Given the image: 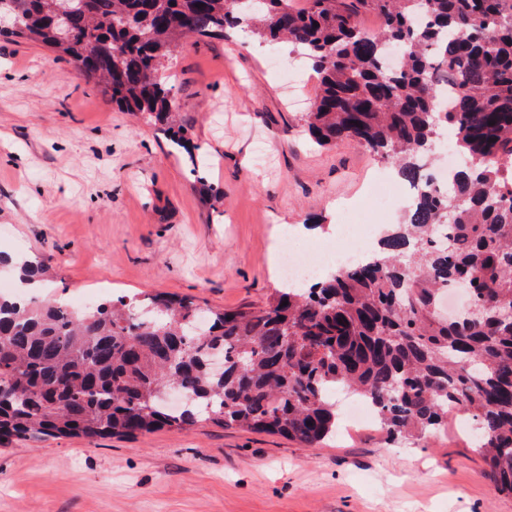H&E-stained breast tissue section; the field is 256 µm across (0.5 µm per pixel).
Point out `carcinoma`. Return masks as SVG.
<instances>
[{
  "label": "carcinoma",
  "mask_w": 512,
  "mask_h": 512,
  "mask_svg": "<svg viewBox=\"0 0 512 512\" xmlns=\"http://www.w3.org/2000/svg\"><path fill=\"white\" fill-rule=\"evenodd\" d=\"M61 2L9 0L10 35L68 57L181 149L160 76L178 45L244 27L293 45L319 76L304 115L316 144L353 142L396 164L415 199L380 250L260 308L147 293L68 311L0 294V441L208 422L314 448L336 435L331 395L344 389L396 438L440 429L450 407L472 415L489 475L512 495V0H70L63 30ZM368 12L375 32L360 23ZM445 128L468 159L450 193L427 173ZM14 270L22 284L48 274L40 261ZM461 280L478 314L445 319L439 297ZM173 385L188 394L176 411Z\"/></svg>",
  "instance_id": "obj_1"
}]
</instances>
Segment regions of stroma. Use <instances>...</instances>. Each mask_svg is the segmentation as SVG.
I'll return each instance as SVG.
<instances>
[{"mask_svg": "<svg viewBox=\"0 0 512 512\" xmlns=\"http://www.w3.org/2000/svg\"><path fill=\"white\" fill-rule=\"evenodd\" d=\"M196 147L113 106L68 58L0 37V254L45 262L47 297L165 292L201 307L264 306L286 226L392 224L365 195L392 166L317 146L301 127L319 79L287 45L247 33L191 41L166 62ZM222 190L211 203L201 184ZM469 421L419 440L357 425L306 448L202 423L137 438L0 445V512H512Z\"/></svg>", "mask_w": 512, "mask_h": 512, "instance_id": "stroma-1", "label": "stroma"}]
</instances>
